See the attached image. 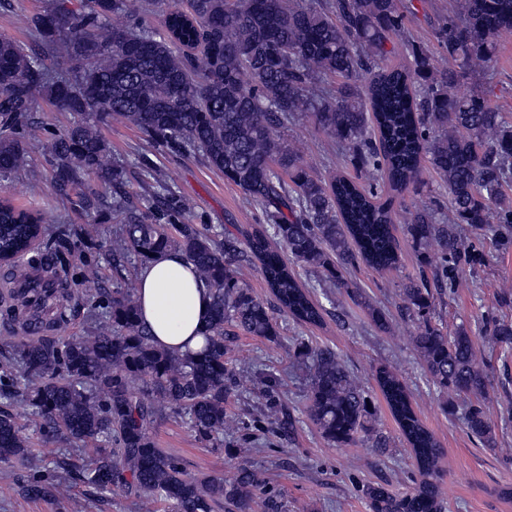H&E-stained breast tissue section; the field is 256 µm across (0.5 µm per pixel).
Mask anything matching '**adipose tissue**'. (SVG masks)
<instances>
[{"label":"adipose tissue","mask_w":512,"mask_h":512,"mask_svg":"<svg viewBox=\"0 0 512 512\" xmlns=\"http://www.w3.org/2000/svg\"><path fill=\"white\" fill-rule=\"evenodd\" d=\"M137 300L141 320L158 345L180 355L202 348L210 294L184 255L167 251L147 262Z\"/></svg>","instance_id":"obj_1"}]
</instances>
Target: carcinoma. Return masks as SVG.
I'll list each match as a JSON object with an SVG mask.
<instances>
[{"label": "carcinoma", "mask_w": 512, "mask_h": 512, "mask_svg": "<svg viewBox=\"0 0 512 512\" xmlns=\"http://www.w3.org/2000/svg\"><path fill=\"white\" fill-rule=\"evenodd\" d=\"M46 0L23 17L32 43L0 35V173L29 169L28 143L40 141L34 116L39 95L66 112L86 115L63 134L41 141L56 192L67 195L93 175L124 213L121 236L112 241V266L129 258L178 250L211 292L205 345L174 355L158 347L139 321L137 287L127 283L103 296L85 294L101 310L92 335L60 339L30 336L0 348V398L18 399L40 420L47 438L94 445L80 463L65 462L98 493H133L167 503L172 512H214L226 503L235 512H277L259 502L257 473L244 463L231 480L186 476L179 461L156 447L149 428L170 416L197 436L224 435V403L236 384L226 355L236 332L275 342L279 327L268 303L258 298L243 269L260 271L278 308L294 320L317 324L322 308L301 286L293 266L336 279L338 268L359 260L382 273L395 266L391 204L340 176L315 175L300 153L283 145L279 129L299 115L346 143L369 179L384 175L394 191L415 179L426 156L448 186L453 218L435 211L413 214L407 234L416 244H437L453 271L464 248L457 224L480 230L512 224V123L480 93L461 95L457 85L476 68L490 69L500 39L512 34V0H458L443 16L435 38L447 64L413 53L412 68L394 67L359 77L378 66L391 33L404 27L411 0ZM153 6L163 31L111 23ZM119 118L148 141L192 151L224 174L262 208L269 229L245 240L219 239L196 224H153L127 205L125 173L103 163L108 147L98 126ZM277 162L289 180L272 167ZM163 182L148 186L150 207L170 197ZM40 213L0 201V264L8 274L25 256L40 251ZM284 247H271L268 234ZM52 283L27 291L51 306L48 331L66 326L74 313L64 247H47ZM406 309L418 317L414 349L431 381L470 399L468 428L488 443L494 431L483 407L489 374L468 332L450 336L431 324L430 290L408 280ZM33 308L23 294L0 299V322L11 333L27 328ZM310 360L308 413L322 437L338 447L356 443L373 415L371 397L329 349L302 342ZM376 380L414 454L420 479L411 490L392 492L381 483L362 492L371 512H445L440 479L443 449L417 416L408 387L387 368ZM0 462L31 464L29 438L0 413ZM67 478L54 469L31 476L23 500L57 498Z\"/></svg>", "instance_id": "cac0c4a2"}]
</instances>
